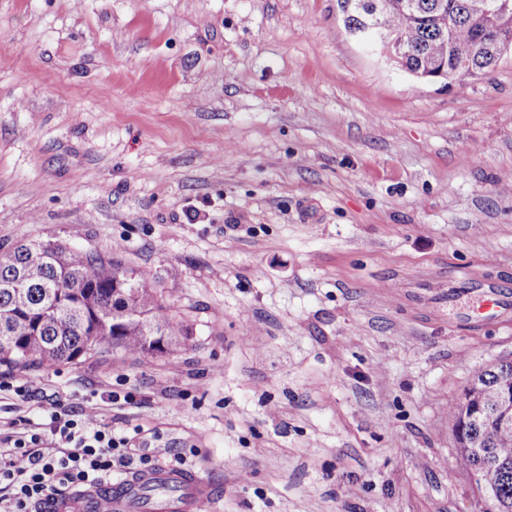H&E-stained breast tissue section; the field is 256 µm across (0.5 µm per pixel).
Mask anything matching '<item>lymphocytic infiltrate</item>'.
<instances>
[{
	"label": "lymphocytic infiltrate",
	"instance_id": "1",
	"mask_svg": "<svg viewBox=\"0 0 512 512\" xmlns=\"http://www.w3.org/2000/svg\"><path fill=\"white\" fill-rule=\"evenodd\" d=\"M133 437L107 429L101 408L25 425L0 448V512H40L64 488L100 483L129 461Z\"/></svg>",
	"mask_w": 512,
	"mask_h": 512
}]
</instances>
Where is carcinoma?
<instances>
[{"label":"carcinoma","instance_id":"cac0c4a2","mask_svg":"<svg viewBox=\"0 0 512 512\" xmlns=\"http://www.w3.org/2000/svg\"><path fill=\"white\" fill-rule=\"evenodd\" d=\"M473 0H337L345 30L367 24L402 35L410 50L396 65L423 82H453L493 72L498 57L478 41L484 21ZM18 279V288H5ZM189 330L168 313L145 274L113 254L47 240L0 252V365L16 368L74 363L101 350L153 358L184 341ZM512 385V358L478 368L461 400L448 409L464 428L452 470L477 475L493 491L496 512H512V428L493 417V395Z\"/></svg>","mask_w":512,"mask_h":512}]
</instances>
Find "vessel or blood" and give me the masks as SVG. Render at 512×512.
Returning a JSON list of instances; mask_svg holds the SVG:
<instances>
[{"label":"vessel or blood","mask_w":512,"mask_h":512,"mask_svg":"<svg viewBox=\"0 0 512 512\" xmlns=\"http://www.w3.org/2000/svg\"><path fill=\"white\" fill-rule=\"evenodd\" d=\"M158 483L177 485L179 491L160 502L145 498V488ZM213 496L212 487L190 470L158 466L132 471L92 490L76 489L47 501L42 512H209Z\"/></svg>","instance_id":"obj_1"}]
</instances>
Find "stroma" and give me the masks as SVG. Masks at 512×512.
<instances>
[{
    "mask_svg": "<svg viewBox=\"0 0 512 512\" xmlns=\"http://www.w3.org/2000/svg\"><path fill=\"white\" fill-rule=\"evenodd\" d=\"M511 176L512 51L445 87L336 0H0V251L117 252L190 329L0 366V434L99 406L216 512H479L448 409L512 358Z\"/></svg>",
    "mask_w": 512,
    "mask_h": 512,
    "instance_id": "35a3bbf8",
    "label": "stroma"
}]
</instances>
